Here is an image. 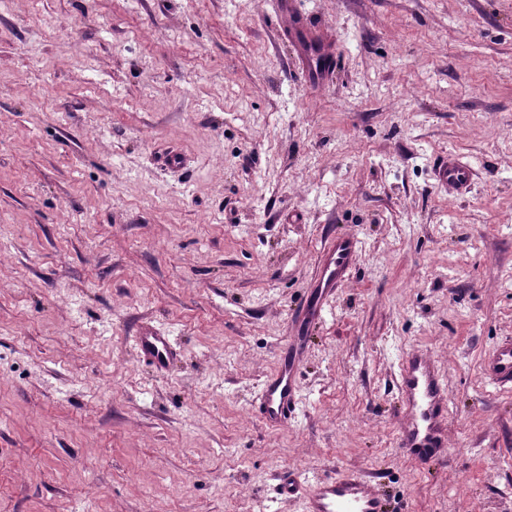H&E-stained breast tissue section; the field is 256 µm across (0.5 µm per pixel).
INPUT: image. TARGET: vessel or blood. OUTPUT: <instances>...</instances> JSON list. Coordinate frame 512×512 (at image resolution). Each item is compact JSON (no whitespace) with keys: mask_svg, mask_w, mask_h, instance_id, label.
<instances>
[{"mask_svg":"<svg viewBox=\"0 0 512 512\" xmlns=\"http://www.w3.org/2000/svg\"><path fill=\"white\" fill-rule=\"evenodd\" d=\"M288 21V32L306 60V76L314 78L333 71L335 61L324 52L311 24L293 15ZM434 172L442 186L459 193L469 189L473 176L471 166L453 154L442 158ZM359 253V241L353 235L339 234L330 239L315 281L295 311L297 333L280 345L278 366L264 380L255 405L258 417L268 427L282 426L295 411L299 352L310 329L326 316ZM135 346L141 359L160 372L171 369L180 356L172 337L151 325L139 328ZM482 371L493 382L512 387V339L497 344L484 358ZM397 390L402 419L397 440L402 455L421 464L447 458L448 391L435 359L419 350L408 353L399 366ZM298 493L304 496L305 512H388L385 496L369 477L356 472L306 480L295 472L285 473L277 486L278 496L289 499Z\"/></svg>","mask_w":512,"mask_h":512,"instance_id":"1","label":"vessel or blood"}]
</instances>
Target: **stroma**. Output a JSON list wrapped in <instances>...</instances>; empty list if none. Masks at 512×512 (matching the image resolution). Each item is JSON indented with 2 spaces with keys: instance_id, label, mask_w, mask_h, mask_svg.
<instances>
[{
  "instance_id": "obj_1",
  "label": "stroma",
  "mask_w": 512,
  "mask_h": 512,
  "mask_svg": "<svg viewBox=\"0 0 512 512\" xmlns=\"http://www.w3.org/2000/svg\"><path fill=\"white\" fill-rule=\"evenodd\" d=\"M0 0V512H303L353 470L390 512H512V0ZM474 167L466 195L432 163ZM336 233L361 245L253 413ZM174 336L165 374L138 324ZM448 383L447 461L397 446L406 351ZM280 7L281 13L288 16V33L298 43L306 60L305 75L310 79L333 71L335 61L316 40L311 24L289 12L288 0H281ZM482 371L493 382L512 387V339L497 344L484 358Z\"/></svg>"
}]
</instances>
